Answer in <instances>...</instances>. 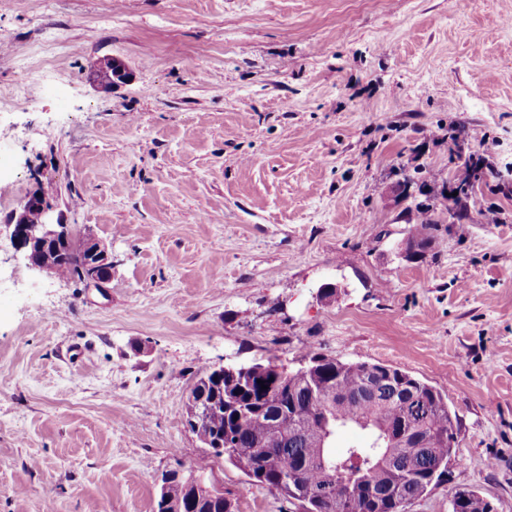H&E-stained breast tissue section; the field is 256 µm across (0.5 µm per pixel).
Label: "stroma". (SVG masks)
Wrapping results in <instances>:
<instances>
[{"instance_id": "obj_1", "label": "stroma", "mask_w": 512, "mask_h": 512, "mask_svg": "<svg viewBox=\"0 0 512 512\" xmlns=\"http://www.w3.org/2000/svg\"><path fill=\"white\" fill-rule=\"evenodd\" d=\"M47 40L44 94L0 116V512H153L206 453L199 373L308 352L447 398L462 460L409 512L458 487L512 512V195L481 186L403 257L458 155L492 143L512 185V0H0L1 94ZM107 58L131 73L109 91ZM34 192L106 246L105 291L15 250ZM208 479L236 512H298L227 458Z\"/></svg>"}]
</instances>
